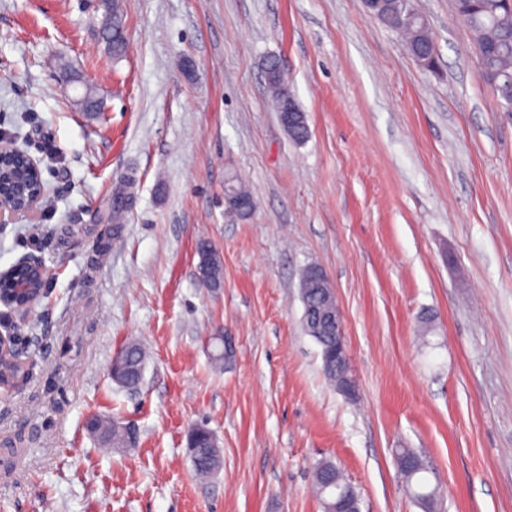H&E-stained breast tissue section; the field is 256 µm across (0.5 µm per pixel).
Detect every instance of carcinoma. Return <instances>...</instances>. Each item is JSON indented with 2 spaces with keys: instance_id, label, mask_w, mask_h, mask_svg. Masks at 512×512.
<instances>
[{
  "instance_id": "cac0c4a2",
  "label": "carcinoma",
  "mask_w": 512,
  "mask_h": 512,
  "mask_svg": "<svg viewBox=\"0 0 512 512\" xmlns=\"http://www.w3.org/2000/svg\"><path fill=\"white\" fill-rule=\"evenodd\" d=\"M459 15L468 22L473 32L474 51L480 62L482 75L486 83L494 88L502 104L512 102V10L502 4V0H455ZM381 20L384 25L398 31L405 37L408 51L416 61L418 49L426 43H434L430 30L414 20L402 10L400 0H384ZM103 35L112 56L119 59L127 52L128 42L122 13L116 0L105 2V23ZM265 69L268 71V86L272 92L275 108L288 105V90L281 68L277 67V59L269 58ZM127 365L135 370L131 374L130 386L135 389L141 379L137 373L143 371L146 353L141 344L130 342L122 348ZM399 471L407 489L427 509H434L439 492L437 487H429L427 468L420 456L410 448H399L396 452ZM192 463L197 476L205 478L219 471V450L216 448L192 449ZM314 487L319 496L324 512H334L337 494L353 489V486L342 476L340 470L331 462L318 464L314 471Z\"/></svg>"
}]
</instances>
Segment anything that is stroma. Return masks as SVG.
I'll list each match as a JSON object with an SVG mask.
<instances>
[{"instance_id": "obj_1", "label": "stroma", "mask_w": 512, "mask_h": 512, "mask_svg": "<svg viewBox=\"0 0 512 512\" xmlns=\"http://www.w3.org/2000/svg\"><path fill=\"white\" fill-rule=\"evenodd\" d=\"M101 3L0 0V134L39 161L47 196L0 224V270L31 256L50 273L7 315L23 374L0 387V512H323V460L361 512H424L399 448L422 454L439 512H512V112L454 0H412L434 72L363 0H120L119 59ZM270 56L305 143L266 91ZM87 85L94 118L75 104ZM233 174L250 218L224 209ZM203 239L217 288L197 278ZM310 263L344 315L353 398L303 330ZM129 342L148 351L135 391L110 375ZM94 415L133 423L135 447H102ZM196 425L223 450L206 482ZM117 1H105V23L103 35L108 46L112 49V56L121 58L127 52L128 42L125 35V26L122 13ZM327 479L332 484L330 488L331 493H329V489L325 488L324 482ZM314 487L316 494L322 502L324 512H335L336 502L341 492L352 490V493L358 496L355 488L344 479L340 470L331 462H322L316 466L314 471ZM334 489H336L335 497Z\"/></svg>"}]
</instances>
